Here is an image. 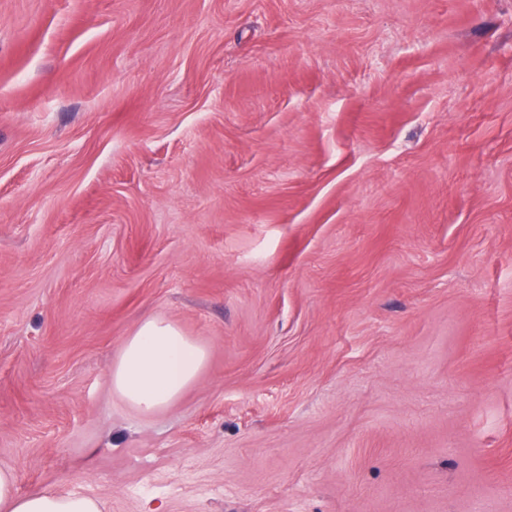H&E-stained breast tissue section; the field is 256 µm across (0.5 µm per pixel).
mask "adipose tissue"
<instances>
[{
    "label": "adipose tissue",
    "instance_id": "adipose-tissue-1",
    "mask_svg": "<svg viewBox=\"0 0 512 512\" xmlns=\"http://www.w3.org/2000/svg\"><path fill=\"white\" fill-rule=\"evenodd\" d=\"M205 361V349L177 326L149 318L124 341L112 366V388L137 412L149 415L175 401ZM0 512H100V504L89 496L55 491L19 494L15 472L0 468Z\"/></svg>",
    "mask_w": 512,
    "mask_h": 512
}]
</instances>
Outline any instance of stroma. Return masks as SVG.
<instances>
[{"instance_id": "35a3bbf8", "label": "stroma", "mask_w": 512, "mask_h": 512, "mask_svg": "<svg viewBox=\"0 0 512 512\" xmlns=\"http://www.w3.org/2000/svg\"><path fill=\"white\" fill-rule=\"evenodd\" d=\"M151 316L207 360L144 416ZM0 468L512 512V0H0ZM205 361V349L177 326L149 318L122 344L112 366V388L140 414H153L196 380Z\"/></svg>"}]
</instances>
